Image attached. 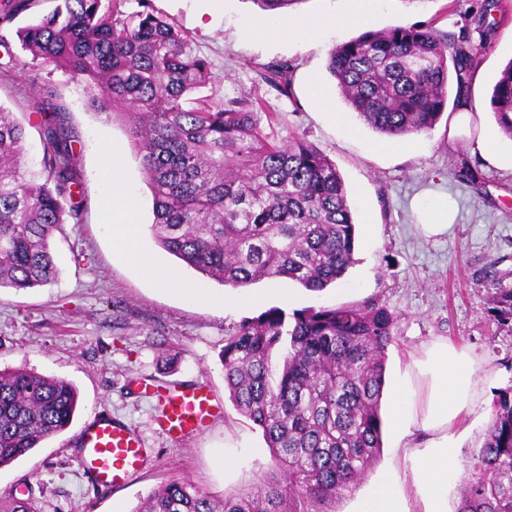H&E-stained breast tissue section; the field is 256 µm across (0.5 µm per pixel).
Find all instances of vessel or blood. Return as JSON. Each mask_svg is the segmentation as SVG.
Here are the masks:
<instances>
[{"label":"vessel or blood","mask_w":512,"mask_h":512,"mask_svg":"<svg viewBox=\"0 0 512 512\" xmlns=\"http://www.w3.org/2000/svg\"><path fill=\"white\" fill-rule=\"evenodd\" d=\"M139 390L156 398L155 421L175 441L201 434L222 416L220 405L202 384L178 388L143 383ZM147 457L136 430L110 415L94 417L80 434L77 460L88 481L96 485H124L143 468Z\"/></svg>","instance_id":"vessel-or-blood-1"}]
</instances>
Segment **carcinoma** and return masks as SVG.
Returning a JSON list of instances; mask_svg holds the SVG:
<instances>
[{"mask_svg":"<svg viewBox=\"0 0 512 512\" xmlns=\"http://www.w3.org/2000/svg\"><path fill=\"white\" fill-rule=\"evenodd\" d=\"M61 0L15 30L34 66L52 65L84 87L100 114L120 116L152 194L150 230L166 251L230 288L262 279L320 292L355 264V224L344 181L303 137L281 144L260 126L257 99L203 94L210 63L148 0ZM33 0H5L0 28ZM493 36L446 41L432 27L368 31L339 44L328 70L358 117L386 138L434 129L448 86L469 82ZM263 78L291 93L292 65ZM490 110L512 138V60L501 70ZM40 170L25 159V127L0 107V288L49 284L53 232L80 223L77 140L61 114L41 117ZM490 312L512 325V270L483 276ZM395 319L375 303L287 311L271 307L232 327L221 363L234 406L261 430L271 463L260 477L217 501L171 481L132 512H338L381 448L380 404ZM78 392L66 380L26 368L0 370V466L63 432ZM455 512H512V389L500 393ZM0 512H37L33 488L0 498Z\"/></svg>","mask_w":512,"mask_h":512,"instance_id":"cac0c4a2","label":"carcinoma"}]
</instances>
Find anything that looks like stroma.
<instances>
[{
	"label": "stroma",
	"instance_id": "35a3bbf8",
	"mask_svg": "<svg viewBox=\"0 0 512 512\" xmlns=\"http://www.w3.org/2000/svg\"><path fill=\"white\" fill-rule=\"evenodd\" d=\"M483 0H381L365 27L327 33L300 45L245 37L264 19L254 0H151L152 8L188 35L206 58L212 79L205 93L220 99L258 98L274 120L267 132L285 143L306 137L337 167L348 190L356 234L355 264L336 285L320 293L268 279L250 286L261 306L219 305L226 288L162 249L149 226L151 193L140 172L122 118L104 121L82 86L64 71L32 67L16 52L15 66L0 77V107L27 124V161L38 166L43 143L36 128L37 104L56 107L79 141L83 192L80 223L62 225L52 247L55 280L27 290L0 288V369L27 367L67 380L79 405L71 425L26 456L0 467V497L20 483L35 491L38 512H132L140 497L171 480H187L223 499L254 478L269 461L261 431L239 413L224 385L220 355L228 328L262 309L355 305L374 301L397 320L386 380L394 382L412 354L442 339L474 363L477 411H464L452 431L460 451L479 447L500 391L512 388V329L489 319V292L482 272L495 259L512 257V168L490 166L476 148L482 140L512 144L488 108L491 88L512 59V0L485 15ZM213 25H196L201 5ZM494 36L471 75L470 93L480 104L468 128L452 129L448 105L435 128L417 135L414 149L392 148L354 113L330 76V52L361 34L398 25L431 26L454 38L478 40L479 22ZM289 62L294 72L313 74L329 93L332 123L298 96L287 97L261 79L265 66ZM119 182L139 206V243L154 265L145 272L127 263L112 223L109 194ZM447 206L455 215L448 231L429 238L420 230L424 208ZM175 270L213 296L210 304L168 289L159 274ZM207 384L224 414L202 434L182 443L165 437L155 423V402L135 385ZM131 425L151 455L127 484L95 487L76 462L78 436L98 413ZM233 468L218 466L219 456Z\"/></svg>",
	"mask_w": 512,
	"mask_h": 512
}]
</instances>
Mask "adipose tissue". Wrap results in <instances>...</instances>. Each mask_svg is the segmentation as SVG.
<instances>
[{
    "label": "adipose tissue",
    "instance_id": "ef3b65f1",
    "mask_svg": "<svg viewBox=\"0 0 512 512\" xmlns=\"http://www.w3.org/2000/svg\"><path fill=\"white\" fill-rule=\"evenodd\" d=\"M375 6L376 0H351L350 8L341 14L325 19L301 18L286 27L258 22L253 24L251 34L281 41H306L335 27L360 25ZM112 215L119 219L126 237L125 260L134 266L143 264L136 238L137 206L117 184L112 187ZM472 375L470 357L439 340L396 381L390 393L394 433L404 439L418 427L425 431L426 438L422 446L408 451L410 466L404 476L380 479L359 498L356 512H410L401 492L405 480L413 486L421 512H448V478L457 472L459 454L451 428L463 410L473 404Z\"/></svg>",
    "mask_w": 512,
    "mask_h": 512
}]
</instances>
